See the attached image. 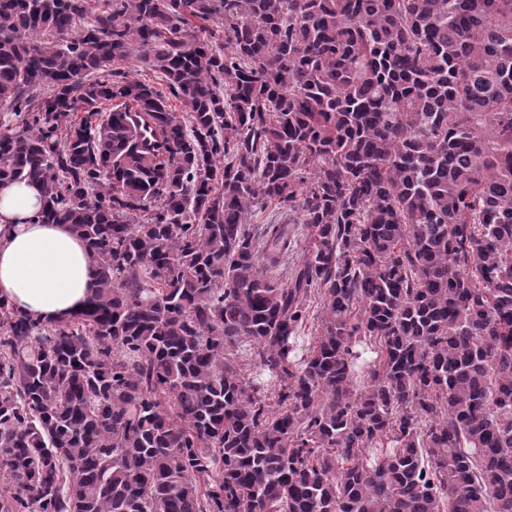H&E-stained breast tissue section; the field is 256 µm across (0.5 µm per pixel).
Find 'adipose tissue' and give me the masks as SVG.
Returning a JSON list of instances; mask_svg holds the SVG:
<instances>
[{
	"mask_svg": "<svg viewBox=\"0 0 512 512\" xmlns=\"http://www.w3.org/2000/svg\"><path fill=\"white\" fill-rule=\"evenodd\" d=\"M43 196L22 181L0 186V299L35 320H65L83 308L98 271L65 224H39Z\"/></svg>",
	"mask_w": 512,
	"mask_h": 512,
	"instance_id": "adipose-tissue-1",
	"label": "adipose tissue"
}]
</instances>
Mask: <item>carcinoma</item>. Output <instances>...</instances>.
I'll list each match as a JSON object with an SVG mask.
<instances>
[{
	"label": "carcinoma",
	"mask_w": 512,
	"mask_h": 512,
	"mask_svg": "<svg viewBox=\"0 0 512 512\" xmlns=\"http://www.w3.org/2000/svg\"><path fill=\"white\" fill-rule=\"evenodd\" d=\"M0 109L98 265L0 301V512H512V0H0ZM289 226L293 229L294 250L288 253V257L283 259L273 273L279 281H283L287 276H290L293 267L303 258L308 244V232L304 224H289Z\"/></svg>",
	"instance_id": "1"
}]
</instances>
